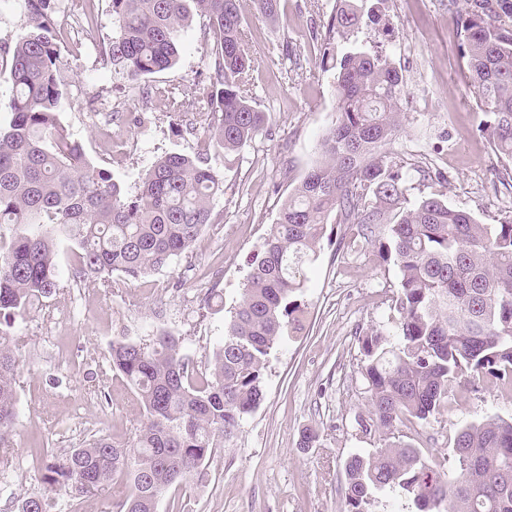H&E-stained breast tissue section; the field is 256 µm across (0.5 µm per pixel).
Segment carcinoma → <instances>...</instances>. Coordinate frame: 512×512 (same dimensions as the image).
<instances>
[{
  "instance_id": "carcinoma-1",
  "label": "carcinoma",
  "mask_w": 512,
  "mask_h": 512,
  "mask_svg": "<svg viewBox=\"0 0 512 512\" xmlns=\"http://www.w3.org/2000/svg\"><path fill=\"white\" fill-rule=\"evenodd\" d=\"M117 34L106 55L113 78L138 81L169 69L177 38L194 16L213 40L207 128L226 151L264 130L265 113L249 100L255 59L245 48L238 0H109ZM457 12L461 55L485 120L479 132L512 172V0H465ZM28 25L0 77L11 84L10 120L0 128V447L15 416L14 375L21 337L16 322L58 288L55 246L79 249L80 275L111 282L167 266L210 220L223 193L221 174L201 156L169 154L155 162L134 196L109 171L86 160L59 119L64 61L56 0H25ZM360 24L356 0H336L321 43L335 71L336 115L320 143L322 160L282 203L210 371L198 373L180 338L112 342V367L139 395L144 418L133 442L94 440L46 455L44 483L83 497L125 474L131 492L120 512H157L160 500L234 436L263 398L270 355L302 325L298 296L304 266L318 259L327 224H355L380 259L398 272L394 330L361 338L369 429L381 447L345 463L348 512H367L389 489L417 512H512V419L488 417L453 437L455 472L427 460L411 443L392 442L410 417L425 421L462 381L474 391L512 392V216L482 224L438 197L414 203L397 157L383 150L401 129L403 76L386 57L338 53L336 37Z\"/></svg>"
}]
</instances>
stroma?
Masks as SVG:
<instances>
[{"label": "stroma", "mask_w": 512, "mask_h": 512, "mask_svg": "<svg viewBox=\"0 0 512 512\" xmlns=\"http://www.w3.org/2000/svg\"><path fill=\"white\" fill-rule=\"evenodd\" d=\"M89 3L91 23L83 14ZM335 6V0H280L271 21L257 14L253 0H240L246 47L261 61L250 97L265 113L267 130L227 152L198 122L210 50L202 18L181 31L173 68L121 84L103 55L116 30L108 0H58L66 64L60 119L89 162L133 196L161 157L200 155L223 174L224 192L187 252L133 282L116 274L107 285L77 275L76 245H60L58 289L16 323L17 414L9 463L0 465V512H18L34 495L50 498L53 512H116L128 495L123 475L79 498L50 487L42 481V454L61 455L98 438L120 446L133 440L143 409L112 368L113 341L146 343L166 331L180 337L197 371L208 372L252 255L288 194L320 159L336 111L334 74L323 69L320 55ZM363 13L359 29L336 45L381 51L403 76V129L387 149L405 165L409 201L434 194L481 223H498L512 213V180L479 133L484 114L467 86L452 0H364ZM154 85L172 89L180 111L147 97ZM356 232L353 224H328L300 299L303 328L272 353L262 404L236 437L170 489L158 512H346L347 459L380 445L377 434L358 424L367 412L359 339L391 327L398 280L373 245H350ZM213 295L222 306L205 305ZM494 416L512 417L511 394L458 387L426 422L400 427L399 437L451 472V437ZM306 428L317 432L316 447H300Z\"/></svg>", "instance_id": "1"}]
</instances>
